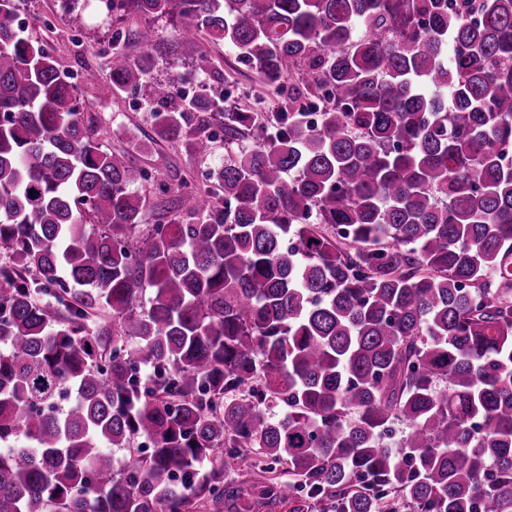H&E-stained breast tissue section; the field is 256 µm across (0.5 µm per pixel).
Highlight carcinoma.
I'll return each mask as SVG.
<instances>
[{
	"instance_id": "obj_1",
	"label": "carcinoma",
	"mask_w": 512,
	"mask_h": 512,
	"mask_svg": "<svg viewBox=\"0 0 512 512\" xmlns=\"http://www.w3.org/2000/svg\"><path fill=\"white\" fill-rule=\"evenodd\" d=\"M17 2L0 512H512V0H107L279 97L261 122L204 83L183 106V77L150 80L156 30L134 60L115 33L104 96L148 86L158 137L188 107L255 137L187 194L191 222L143 230L147 174L103 149Z\"/></svg>"
}]
</instances>
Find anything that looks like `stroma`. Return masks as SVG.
I'll use <instances>...</instances> for the list:
<instances>
[{"instance_id": "stroma-1", "label": "stroma", "mask_w": 512, "mask_h": 512, "mask_svg": "<svg viewBox=\"0 0 512 512\" xmlns=\"http://www.w3.org/2000/svg\"><path fill=\"white\" fill-rule=\"evenodd\" d=\"M19 18L29 23V34L38 36L55 49L62 70L81 75L94 72L95 83L78 82V95L84 105V117L90 120L95 136L104 149L126 153L130 162L145 170L148 178L135 191L143 200L142 223L156 224L168 219H186L184 195L198 188L202 178L216 162L227 154L223 138H215L213 153L204 157L194 148L195 136H207L218 124L216 115L191 112L190 135L176 141L159 139L152 131L145 111L146 92L104 97L99 83L109 77L112 54V34L127 33L122 49L129 57H136L141 48L133 37L142 26L141 18L112 12L103 0H77L73 12H64L60 0H21ZM161 35L156 53L155 77L170 73L181 74L193 80V61L201 49H208L215 61L216 75L209 81L214 94H222L225 87H233L234 107L252 108L256 99H265L274 105L275 95L247 65L224 45L208 44L206 40H188L178 33V21L162 17L152 22Z\"/></svg>"}]
</instances>
